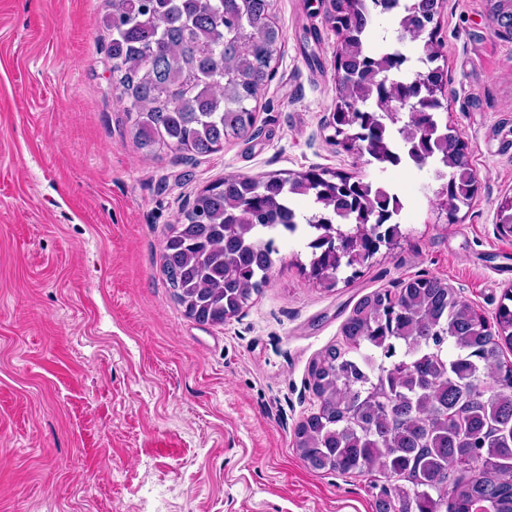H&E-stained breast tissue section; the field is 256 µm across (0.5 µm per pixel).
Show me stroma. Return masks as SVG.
Segmentation results:
<instances>
[{
  "mask_svg": "<svg viewBox=\"0 0 512 512\" xmlns=\"http://www.w3.org/2000/svg\"><path fill=\"white\" fill-rule=\"evenodd\" d=\"M317 0H274L285 34L255 133L209 155L146 153L112 85L110 0H0V512H376L384 477L316 471L294 445L316 411L311 362L355 303L427 274L485 316L512 288V37L486 0H442L448 120L480 184L439 219L426 172L397 244L328 288L299 236L224 325L177 304L164 237L227 174L310 167L380 181L332 143L335 35Z\"/></svg>",
  "mask_w": 512,
  "mask_h": 512,
  "instance_id": "obj_1",
  "label": "stroma"
}]
</instances>
